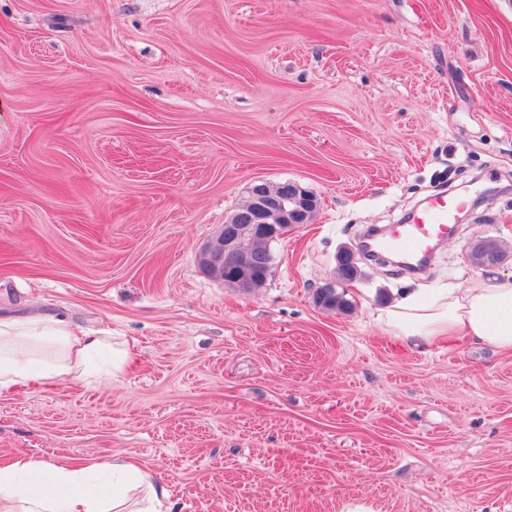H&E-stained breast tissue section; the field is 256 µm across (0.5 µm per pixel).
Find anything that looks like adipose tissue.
Here are the masks:
<instances>
[{
  "instance_id": "obj_1",
  "label": "adipose tissue",
  "mask_w": 512,
  "mask_h": 512,
  "mask_svg": "<svg viewBox=\"0 0 512 512\" xmlns=\"http://www.w3.org/2000/svg\"><path fill=\"white\" fill-rule=\"evenodd\" d=\"M387 335L413 348L463 336L512 353V276L401 293L378 308ZM131 360L127 340L55 314L0 316V392L34 380L112 385ZM0 512H170V492L134 461L0 464Z\"/></svg>"
}]
</instances>
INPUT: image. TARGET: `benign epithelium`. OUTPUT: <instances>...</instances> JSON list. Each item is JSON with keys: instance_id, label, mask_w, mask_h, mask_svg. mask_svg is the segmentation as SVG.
I'll return each mask as SVG.
<instances>
[{"instance_id": "obj_1", "label": "benign epithelium", "mask_w": 512, "mask_h": 512, "mask_svg": "<svg viewBox=\"0 0 512 512\" xmlns=\"http://www.w3.org/2000/svg\"><path fill=\"white\" fill-rule=\"evenodd\" d=\"M317 207L316 197L294 182L281 183L276 195L270 193L267 184L254 183L245 210L220 226L215 240L198 253L197 263L225 284L247 292L269 271V262L251 251L252 242L280 239L289 228L310 223ZM226 253L238 258L235 267L228 270L224 269Z\"/></svg>"}]
</instances>
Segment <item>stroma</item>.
Wrapping results in <instances>:
<instances>
[{
	"label": "stroma",
	"mask_w": 512,
	"mask_h": 512,
	"mask_svg": "<svg viewBox=\"0 0 512 512\" xmlns=\"http://www.w3.org/2000/svg\"><path fill=\"white\" fill-rule=\"evenodd\" d=\"M311 223L242 292L198 251L255 181ZM413 275L340 249L437 194ZM497 238L494 266L468 245ZM512 275V0H0V315L125 337L113 388L0 394V461L132 456L171 512H512V353L414 351L377 307ZM335 283L345 312L319 307Z\"/></svg>",
	"instance_id": "1"
}]
</instances>
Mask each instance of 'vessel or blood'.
Here are the masks:
<instances>
[{"label":"vessel or blood","mask_w":512,"mask_h":512,"mask_svg":"<svg viewBox=\"0 0 512 512\" xmlns=\"http://www.w3.org/2000/svg\"><path fill=\"white\" fill-rule=\"evenodd\" d=\"M463 205L461 198L436 196L410 223L392 225L381 244L402 255L409 266H420L437 243L450 237L452 219Z\"/></svg>","instance_id":"1"}]
</instances>
